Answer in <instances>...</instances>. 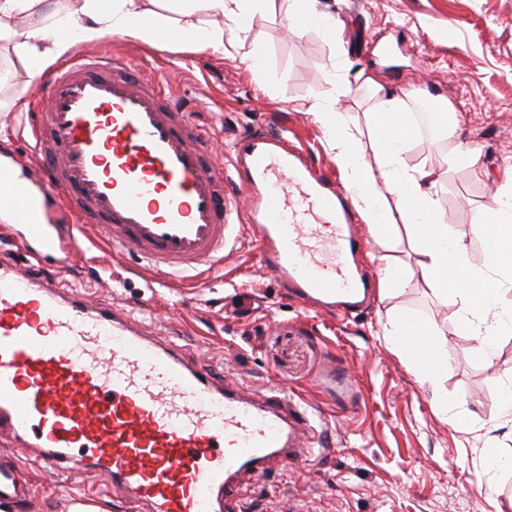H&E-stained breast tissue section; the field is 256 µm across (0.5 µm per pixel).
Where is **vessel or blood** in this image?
<instances>
[{"label": "vessel or blood", "mask_w": 512, "mask_h": 512, "mask_svg": "<svg viewBox=\"0 0 512 512\" xmlns=\"http://www.w3.org/2000/svg\"><path fill=\"white\" fill-rule=\"evenodd\" d=\"M24 118L34 171L0 158V216L39 256L67 254L48 221L56 197L171 278L224 262L232 221L307 302L359 307L370 281L353 217L332 182L280 133L235 143L245 202L214 162L211 134L173 91L116 58L86 54L54 70ZM312 411L280 385L216 383L162 338L136 329L129 305L62 298L52 281L0 268V438L40 465H82L131 512H245L244 482L315 457Z\"/></svg>", "instance_id": "1"}]
</instances>
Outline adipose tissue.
Wrapping results in <instances>:
<instances>
[{
  "label": "adipose tissue",
  "mask_w": 512,
  "mask_h": 512,
  "mask_svg": "<svg viewBox=\"0 0 512 512\" xmlns=\"http://www.w3.org/2000/svg\"><path fill=\"white\" fill-rule=\"evenodd\" d=\"M270 0H0V44L10 45L17 62L13 76L39 77L51 60L70 52L74 44L92 43L115 33L159 45L165 35L178 31L182 42L220 56L225 52L224 31L238 28L263 13ZM366 82L379 97L382 121L375 127V160L367 162L354 135L340 121L333 104L312 103L327 143L341 170L350 198L367 223L387 230L404 224L412 239L421 281L446 305L455 307L462 324L477 336L485 358H492L495 333L487 316L495 306L498 289L491 273L512 276V198L495 199L489 210L475 217L471 227L489 246L486 267L473 269L464 238L448 233L438 221L436 187L441 175L426 168H410L403 161L407 131L395 119L403 105L387 95L379 78ZM485 285L483 300H474L471 284ZM393 336L409 352L421 381L435 382L446 366L434 344L418 346L414 323L403 320Z\"/></svg>",
  "instance_id": "1"
}]
</instances>
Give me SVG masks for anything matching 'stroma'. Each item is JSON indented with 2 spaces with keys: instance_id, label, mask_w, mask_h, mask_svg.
<instances>
[{
  "instance_id": "stroma-1",
  "label": "stroma",
  "mask_w": 512,
  "mask_h": 512,
  "mask_svg": "<svg viewBox=\"0 0 512 512\" xmlns=\"http://www.w3.org/2000/svg\"><path fill=\"white\" fill-rule=\"evenodd\" d=\"M315 9L335 21L336 38L315 26L289 33L282 0H272L264 14L226 32L221 57L123 37L92 49L162 77L195 121L208 125L223 161L241 136L279 129L318 170L340 179L309 106L334 103L367 139L379 110L364 82L372 72L404 100L406 119L421 103L457 112L454 134L426 138L411 130L403 158L408 167L442 171L439 218L464 237L472 267H484L486 241L470 221L491 206L512 169V0H316ZM468 148L478 152L475 165L449 164ZM357 228L373 277L394 267L403 281L373 290L348 316L314 314L282 288L262 268L243 223L233 228L223 266L200 285L163 279L134 253L114 252L92 224L67 225L79 240L67 259L35 264L15 241L0 238V260L51 279L63 297L132 305L139 326L171 334L178 352L217 375L258 392L284 385L314 408L315 430L328 443L324 456L245 485L250 512H497L512 499V467L489 464L493 453L512 460V415L501 406L512 380V292L495 309L503 321L494 357L485 360L454 308L419 286L403 226L379 235L361 219ZM144 295L150 303L142 311ZM397 317L432 327L448 363L441 388L447 403L387 336ZM5 464L20 469L29 493L22 508L1 502L0 512H69L77 497L103 512H129L124 500L105 493L102 479L77 468H42L0 439Z\"/></svg>"
}]
</instances>
